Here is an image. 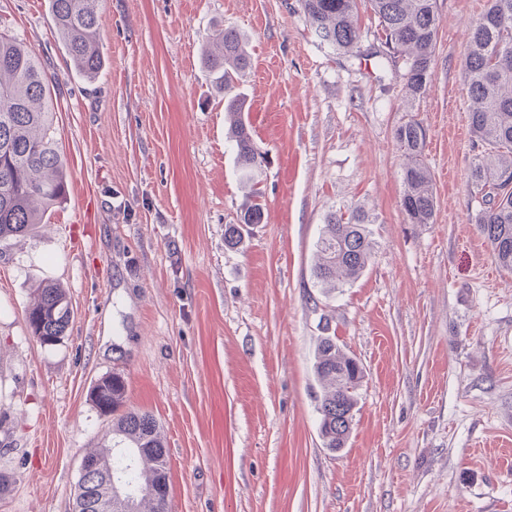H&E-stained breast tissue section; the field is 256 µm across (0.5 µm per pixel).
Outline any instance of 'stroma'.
I'll return each mask as SVG.
<instances>
[{
  "label": "stroma",
  "instance_id": "stroma-1",
  "mask_svg": "<svg viewBox=\"0 0 512 512\" xmlns=\"http://www.w3.org/2000/svg\"><path fill=\"white\" fill-rule=\"evenodd\" d=\"M487 0H438L430 87L413 107L369 57L316 37L299 0H102L106 67L76 76L48 0H0L51 79L69 194L0 246V512H74L81 460L110 418L90 391L126 382L167 440L168 512H512V271L471 221L476 152L463 60ZM243 33L256 184L227 137L202 64L215 29ZM427 133L433 223L401 208L394 132ZM260 191L264 221L234 247ZM368 214L374 252L334 290L313 277L330 213ZM62 285L74 317L41 346L25 309ZM334 336L362 364L342 451L318 430L315 349ZM263 208L259 203L247 206L240 216V224H229L224 230V242L228 246L237 245L242 238L243 226L260 224L263 221Z\"/></svg>",
  "mask_w": 512,
  "mask_h": 512
}]
</instances>
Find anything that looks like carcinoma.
Wrapping results in <instances>:
<instances>
[{
    "label": "carcinoma",
    "mask_w": 512,
    "mask_h": 512,
    "mask_svg": "<svg viewBox=\"0 0 512 512\" xmlns=\"http://www.w3.org/2000/svg\"><path fill=\"white\" fill-rule=\"evenodd\" d=\"M377 16L387 62L404 72V100L413 103L428 90L439 27L437 0H365ZM101 0H50L57 35L73 67L87 78L97 77L104 65L99 33ZM320 41L345 54L358 51V0H300ZM216 52H204V64L223 91L234 88L251 68L243 35L234 28L219 32ZM464 74L469 122L478 150L471 170L470 195L474 222L497 264L512 271V0H488L487 8L468 28ZM50 80L22 38L0 31V243L44 223L52 208L68 195L64 163L53 137ZM247 104L239 95L224 97L231 116L230 138L243 177L250 181L264 158L252 142L244 119ZM405 157L401 207L411 224H430L435 199L431 174L424 162L426 130L410 119L394 134ZM263 208L254 203L229 224L224 242L237 245L243 227L260 224ZM357 208L348 218L327 216L318 241L315 279L324 287L354 281L367 268L374 244ZM73 310L66 291L45 284L35 290L26 311L33 337L55 346L65 336ZM316 379L324 385L318 411L323 445L336 452L346 447L363 379L359 361L331 336L320 339L314 362ZM91 397L102 416L112 417V445L91 451L96 470L80 475L75 512H166L169 494L168 450L159 422L148 411L118 413L125 398V380L113 373L99 379ZM136 491L134 500L112 496L100 502L106 476Z\"/></svg>",
    "instance_id": "obj_1"
}]
</instances>
